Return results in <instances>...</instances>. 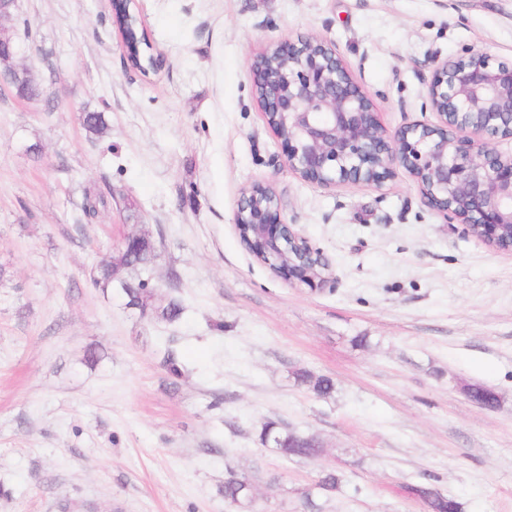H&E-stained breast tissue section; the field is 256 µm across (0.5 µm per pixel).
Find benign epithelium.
I'll return each mask as SVG.
<instances>
[{
	"instance_id": "7a95c632",
	"label": "benign epithelium",
	"mask_w": 512,
	"mask_h": 512,
	"mask_svg": "<svg viewBox=\"0 0 512 512\" xmlns=\"http://www.w3.org/2000/svg\"><path fill=\"white\" fill-rule=\"evenodd\" d=\"M269 53L280 67L270 71L255 57L254 88L264 91L260 105L291 172L324 187H380L402 168L444 218L512 252V240L501 246L512 233V153L497 149L512 141L511 63L474 49L440 62L427 86L436 121L390 131L330 42L299 38ZM268 190L254 184L242 192L234 214L240 238L275 275L326 284L323 253L280 221L279 201L259 202Z\"/></svg>"
}]
</instances>
